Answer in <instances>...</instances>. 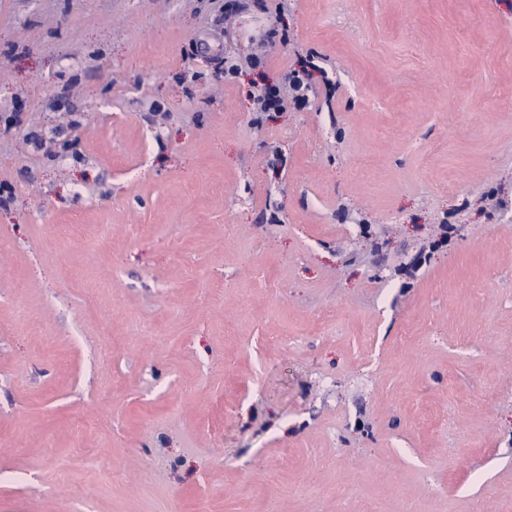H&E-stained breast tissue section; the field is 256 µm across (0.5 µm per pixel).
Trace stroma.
<instances>
[{
    "label": "stroma",
    "instance_id": "obj_1",
    "mask_svg": "<svg viewBox=\"0 0 512 512\" xmlns=\"http://www.w3.org/2000/svg\"><path fill=\"white\" fill-rule=\"evenodd\" d=\"M277 2L0 0V512H512V0ZM308 75L305 67L301 71L294 70L288 79L286 92L288 96L293 97V101L297 105L305 104L308 93L311 91V84L306 76ZM285 96L279 87L260 91L253 97V111L280 112L284 109Z\"/></svg>",
    "mask_w": 512,
    "mask_h": 512
}]
</instances>
